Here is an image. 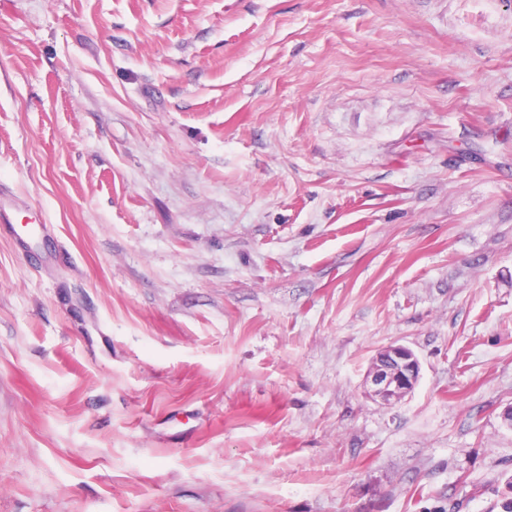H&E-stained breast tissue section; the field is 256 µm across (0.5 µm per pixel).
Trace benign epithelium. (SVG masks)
<instances>
[{
	"label": "benign epithelium",
	"instance_id": "7a95c632",
	"mask_svg": "<svg viewBox=\"0 0 512 512\" xmlns=\"http://www.w3.org/2000/svg\"><path fill=\"white\" fill-rule=\"evenodd\" d=\"M419 377L420 365L413 351L403 345H389L373 358L366 384L372 396L392 405L415 388Z\"/></svg>",
	"mask_w": 512,
	"mask_h": 512
}]
</instances>
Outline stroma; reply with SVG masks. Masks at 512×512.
Instances as JSON below:
<instances>
[{
	"label": "stroma",
	"mask_w": 512,
	"mask_h": 512,
	"mask_svg": "<svg viewBox=\"0 0 512 512\" xmlns=\"http://www.w3.org/2000/svg\"><path fill=\"white\" fill-rule=\"evenodd\" d=\"M0 213V512L512 497V0H0ZM419 377L420 365L413 351L403 345H389L373 358L366 384L372 396L392 405L415 388Z\"/></svg>",
	"instance_id": "1"
}]
</instances>
